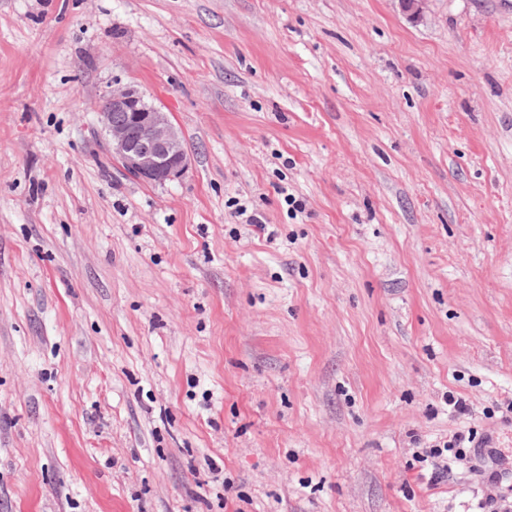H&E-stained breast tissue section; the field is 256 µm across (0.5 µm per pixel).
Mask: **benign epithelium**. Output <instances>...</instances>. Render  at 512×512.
I'll use <instances>...</instances> for the list:
<instances>
[{
    "label": "benign epithelium",
    "mask_w": 512,
    "mask_h": 512,
    "mask_svg": "<svg viewBox=\"0 0 512 512\" xmlns=\"http://www.w3.org/2000/svg\"><path fill=\"white\" fill-rule=\"evenodd\" d=\"M96 109L112 157L126 172L154 184L183 176L187 150L182 131L138 88L116 84Z\"/></svg>",
    "instance_id": "1"
}]
</instances>
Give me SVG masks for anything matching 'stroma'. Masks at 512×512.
Returning <instances> with one entry per match:
<instances>
[{"instance_id":"stroma-1","label":"stroma","mask_w":512,"mask_h":512,"mask_svg":"<svg viewBox=\"0 0 512 512\" xmlns=\"http://www.w3.org/2000/svg\"><path fill=\"white\" fill-rule=\"evenodd\" d=\"M511 402L512 0H0V512H479ZM95 108L112 157L126 172L154 184L183 176L187 150L182 131L138 88L112 85ZM476 436L468 431V435L463 432L455 433L448 442L443 444V448H426L421 456H418L420 462H427L434 470H447L449 462L453 456L456 459L463 457L464 444L472 443Z\"/></svg>"}]
</instances>
